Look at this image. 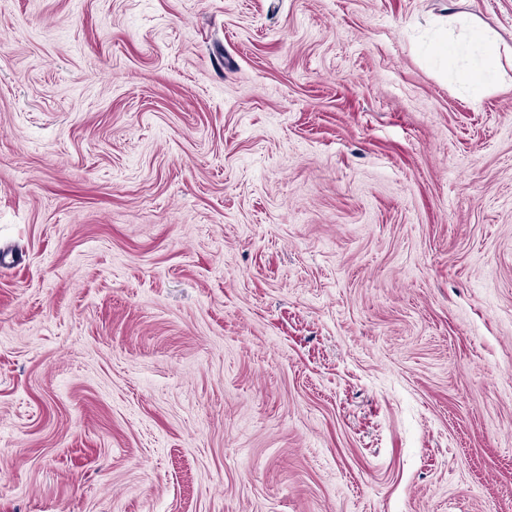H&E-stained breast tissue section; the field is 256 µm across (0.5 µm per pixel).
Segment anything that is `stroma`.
Wrapping results in <instances>:
<instances>
[{"mask_svg": "<svg viewBox=\"0 0 512 512\" xmlns=\"http://www.w3.org/2000/svg\"><path fill=\"white\" fill-rule=\"evenodd\" d=\"M512 0H0V512H512ZM472 39L484 42V58L480 65L461 72L460 77L465 82L479 85L484 82L489 72L497 70L500 61V53L496 42L489 39L483 31H473Z\"/></svg>", "mask_w": 512, "mask_h": 512, "instance_id": "stroma-1", "label": "stroma"}]
</instances>
